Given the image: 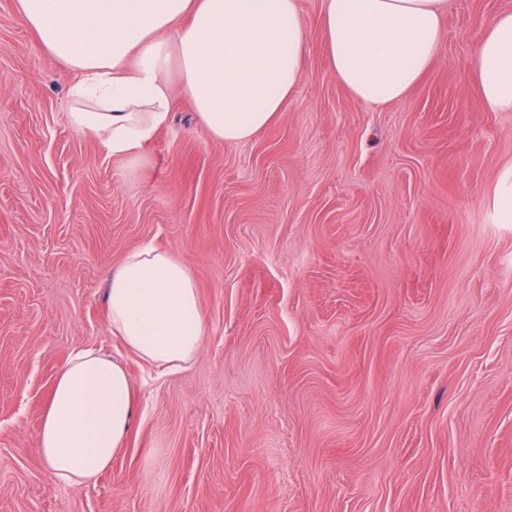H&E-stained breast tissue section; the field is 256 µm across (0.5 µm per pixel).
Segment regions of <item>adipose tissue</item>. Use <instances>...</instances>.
<instances>
[{
    "label": "adipose tissue",
    "mask_w": 512,
    "mask_h": 512,
    "mask_svg": "<svg viewBox=\"0 0 512 512\" xmlns=\"http://www.w3.org/2000/svg\"><path fill=\"white\" fill-rule=\"evenodd\" d=\"M48 58L77 75L71 126L130 169L169 124L176 95L211 136L253 138L302 78L309 36L299 0H16ZM448 0H322L330 71L359 102L403 100L437 57ZM469 76L489 112H512V10L488 19ZM112 332L168 369L198 354L204 315L182 263L150 245L130 250L108 280ZM134 417L119 362L81 352L60 370L37 448L64 481H92L112 462Z\"/></svg>",
    "instance_id": "adipose-tissue-1"
}]
</instances>
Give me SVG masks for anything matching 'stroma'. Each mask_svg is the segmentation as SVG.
Instances as JSON below:
<instances>
[{
	"label": "stroma",
	"mask_w": 512,
	"mask_h": 512,
	"mask_svg": "<svg viewBox=\"0 0 512 512\" xmlns=\"http://www.w3.org/2000/svg\"><path fill=\"white\" fill-rule=\"evenodd\" d=\"M303 77L251 140L191 102L129 171L67 119L72 74L0 0V512H512V112L469 62L512 0H448L441 49L380 109ZM150 242L192 273L201 349L172 372L110 326ZM122 363L137 414L89 484L36 447L61 368Z\"/></svg>",
	"instance_id": "1"
}]
</instances>
